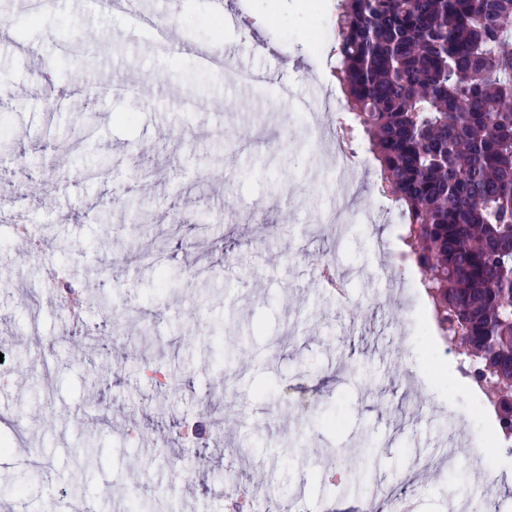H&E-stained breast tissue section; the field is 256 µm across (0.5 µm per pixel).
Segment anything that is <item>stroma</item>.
I'll list each match as a JSON object with an SVG mask.
<instances>
[{
    "mask_svg": "<svg viewBox=\"0 0 512 512\" xmlns=\"http://www.w3.org/2000/svg\"><path fill=\"white\" fill-rule=\"evenodd\" d=\"M142 2L183 48L92 0H0V185L21 170L32 187L27 234L0 221V438L17 459L0 487L40 471L26 512H232L239 482L274 512H388L383 488L406 485L414 512H479L482 491L437 461L469 460L497 422L453 373L415 371L452 346L364 133L343 180L278 92L343 101L336 0H230L227 19L207 0ZM195 45L266 83H229ZM132 77L152 96L117 90ZM346 182L354 216L320 223ZM199 210L210 232L174 230ZM176 241L189 279L168 288L152 262ZM49 265L106 305L62 304ZM209 401L222 436L196 449L181 431Z\"/></svg>",
    "mask_w": 512,
    "mask_h": 512,
    "instance_id": "1",
    "label": "stroma"
}]
</instances>
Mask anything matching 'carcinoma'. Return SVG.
<instances>
[{
  "label": "carcinoma",
  "instance_id": "obj_1",
  "mask_svg": "<svg viewBox=\"0 0 512 512\" xmlns=\"http://www.w3.org/2000/svg\"><path fill=\"white\" fill-rule=\"evenodd\" d=\"M336 32L437 325L512 393V0H337Z\"/></svg>",
  "mask_w": 512,
  "mask_h": 512
}]
</instances>
